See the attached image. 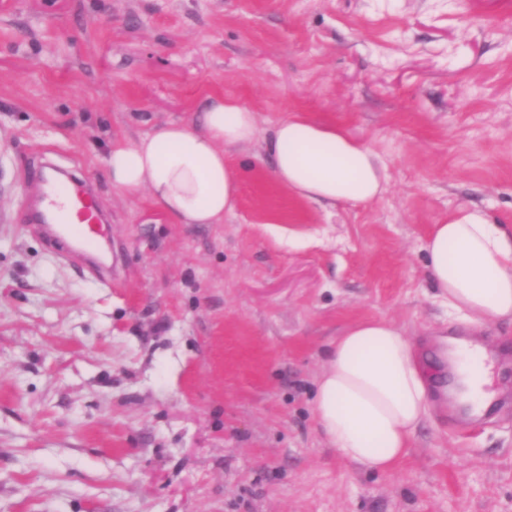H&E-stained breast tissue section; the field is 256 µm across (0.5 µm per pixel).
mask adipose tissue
Here are the masks:
<instances>
[{
    "label": "adipose tissue",
    "instance_id": "obj_1",
    "mask_svg": "<svg viewBox=\"0 0 512 512\" xmlns=\"http://www.w3.org/2000/svg\"><path fill=\"white\" fill-rule=\"evenodd\" d=\"M258 118L231 96L212 99L199 120L167 122L132 143H114L106 161L114 188L148 190L175 224H220L235 212L239 181L227 150L252 143ZM266 152L272 177L293 195L328 204L380 198L387 167L344 129L292 116L276 124ZM437 295L473 326L512 323V232L481 209L462 206L432 225L424 243ZM457 402L483 408L493 382L484 348H454ZM317 428L346 462L387 473L409 453L429 417V373L403 327L365 317L331 345L315 383Z\"/></svg>",
    "mask_w": 512,
    "mask_h": 512
}]
</instances>
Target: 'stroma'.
<instances>
[{"mask_svg": "<svg viewBox=\"0 0 512 512\" xmlns=\"http://www.w3.org/2000/svg\"><path fill=\"white\" fill-rule=\"evenodd\" d=\"M226 95L261 133L226 155L233 215L113 188V143ZM293 115L372 147L383 196L275 184L263 138ZM44 157L93 182L111 285L32 221ZM462 205L512 228V0H0V512H512V409L466 417L440 344H482L512 395V325H463L422 252ZM379 314L435 396L385 474L311 414L331 344Z\"/></svg>", "mask_w": 512, "mask_h": 512, "instance_id": "stroma-1", "label": "stroma"}]
</instances>
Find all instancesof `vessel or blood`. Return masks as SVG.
Masks as SVG:
<instances>
[{
  "instance_id": "b4317fda",
  "label": "vessel or blood",
  "mask_w": 512,
  "mask_h": 512,
  "mask_svg": "<svg viewBox=\"0 0 512 512\" xmlns=\"http://www.w3.org/2000/svg\"><path fill=\"white\" fill-rule=\"evenodd\" d=\"M45 203L43 216L48 221L47 232L62 243L64 253L84 252L95 257L103 273H111L106 255L112 245L92 193L85 182L76 180L60 186L42 182Z\"/></svg>"
}]
</instances>
